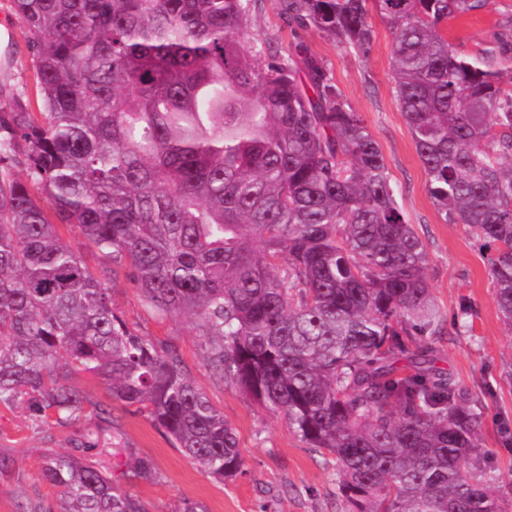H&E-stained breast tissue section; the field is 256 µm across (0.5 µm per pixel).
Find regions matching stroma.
I'll return each instance as SVG.
<instances>
[{
	"label": "stroma",
	"mask_w": 512,
	"mask_h": 512,
	"mask_svg": "<svg viewBox=\"0 0 512 512\" xmlns=\"http://www.w3.org/2000/svg\"><path fill=\"white\" fill-rule=\"evenodd\" d=\"M368 22L372 46L362 54L314 28L290 31L277 0H262L245 32L275 46L281 55L303 43L322 60L344 102L358 112L386 159L397 202L428 252L427 276L435 302L447 317L435 345L438 367L481 398V439L485 463L503 477L499 496L512 507V339L508 338L490 283L487 255L461 224L446 222L426 187L418 157L394 90L392 30L377 11ZM444 33L455 49L474 54L512 31V0H490L481 11L448 21ZM0 44L9 61L0 60V102L34 96V75L20 24L0 0ZM114 310L140 334L177 349L186 372L203 388L234 429L245 472L219 480L174 448L166 434L143 414L125 409L99 380L80 374L74 383L92 408L79 425L38 428L21 408L0 405V451L13 456V472L0 476V512H51L59 493L40 478L42 452H76L82 429L95 428L96 409L112 414V430L102 438L100 459L115 483L145 502L150 512H178L183 502L205 512H343L332 458L308 448L288 428L284 416L251 401L232 382L220 380L207 364V350L184 317L162 318L142 303L129 270L115 266L107 283ZM150 459L157 478H133L132 458Z\"/></svg>",
	"instance_id": "35a3bbf8"
}]
</instances>
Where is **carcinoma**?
<instances>
[{
  "instance_id": "obj_1",
  "label": "carcinoma",
  "mask_w": 512,
  "mask_h": 512,
  "mask_svg": "<svg viewBox=\"0 0 512 512\" xmlns=\"http://www.w3.org/2000/svg\"><path fill=\"white\" fill-rule=\"evenodd\" d=\"M490 0H278L288 22L367 52L393 79L445 221L489 251L512 335V33L476 56L441 24ZM39 111L0 106V405L66 427L77 373L149 418L213 477L244 473L233 428L175 347L112 308L59 227L130 265L141 301L186 316L209 365L332 455L344 512H505L483 404L434 365L446 316L381 148L322 62L244 38L254 0H10ZM21 168V173L14 168ZM48 449L56 512H149L99 459L112 415ZM132 476L155 479L139 458Z\"/></svg>"
}]
</instances>
